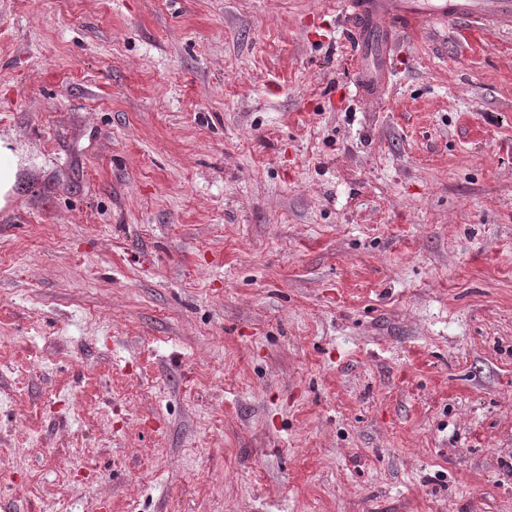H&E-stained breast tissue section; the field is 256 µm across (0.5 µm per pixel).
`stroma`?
<instances>
[{
  "label": "stroma",
  "instance_id": "obj_1",
  "mask_svg": "<svg viewBox=\"0 0 512 512\" xmlns=\"http://www.w3.org/2000/svg\"><path fill=\"white\" fill-rule=\"evenodd\" d=\"M337 0H0V512H512V39ZM357 49L352 64L362 98L382 101L401 32L423 24L455 20L475 29L512 36L511 0H342ZM19 159L0 141V208L7 205L16 184Z\"/></svg>",
  "mask_w": 512,
  "mask_h": 512
}]
</instances>
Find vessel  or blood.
<instances>
[{
    "label": "vessel or blood",
    "mask_w": 512,
    "mask_h": 512,
    "mask_svg": "<svg viewBox=\"0 0 512 512\" xmlns=\"http://www.w3.org/2000/svg\"><path fill=\"white\" fill-rule=\"evenodd\" d=\"M357 48L352 64L362 98L381 101L400 33L455 20L512 36V0H341Z\"/></svg>",
    "instance_id": "obj_1"
}]
</instances>
